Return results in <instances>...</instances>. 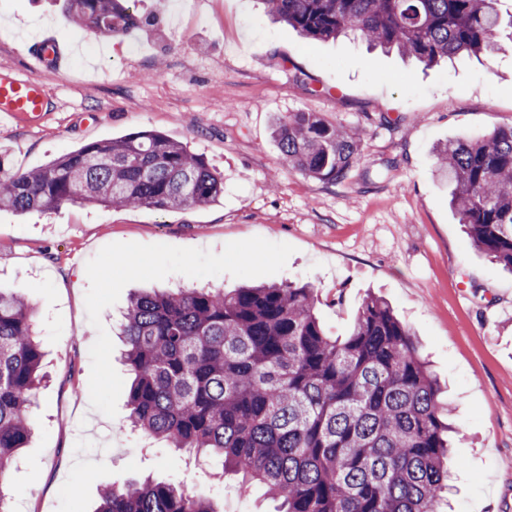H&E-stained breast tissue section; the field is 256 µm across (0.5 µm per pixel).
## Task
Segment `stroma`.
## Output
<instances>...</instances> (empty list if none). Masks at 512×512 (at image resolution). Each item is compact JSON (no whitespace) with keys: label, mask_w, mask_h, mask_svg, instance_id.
Here are the masks:
<instances>
[{"label":"stroma","mask_w":512,"mask_h":512,"mask_svg":"<svg viewBox=\"0 0 512 512\" xmlns=\"http://www.w3.org/2000/svg\"><path fill=\"white\" fill-rule=\"evenodd\" d=\"M121 2L140 22L106 38L60 0H0V74L42 78L53 98L39 120L0 127L5 170L157 130L223 173L224 195L165 212L0 211V288L34 308L50 373L5 476L11 512H95L102 488L147 476L217 512H274L260 485L238 495L219 458L129 434L115 322L138 288L286 281L314 285L333 336L367 294L392 307L454 407L450 512H512V273L474 249L433 173L449 139L512 127V50L427 67L363 39L303 38L260 0ZM53 34L77 49L44 76L28 47ZM292 112L363 128L343 182L283 163L273 120Z\"/></svg>","instance_id":"stroma-1"}]
</instances>
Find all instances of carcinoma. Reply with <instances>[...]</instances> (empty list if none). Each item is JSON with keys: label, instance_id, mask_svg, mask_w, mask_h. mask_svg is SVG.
<instances>
[{"label": "carcinoma", "instance_id": "cac0c4a2", "mask_svg": "<svg viewBox=\"0 0 512 512\" xmlns=\"http://www.w3.org/2000/svg\"><path fill=\"white\" fill-rule=\"evenodd\" d=\"M310 40L365 37L433 65L501 49V0H263ZM75 25L110 35L139 18L119 0H67ZM284 163L325 183L358 163L362 136L314 112L274 121ZM0 210L61 203L159 211L217 202L224 178L153 130L92 142L25 172H2ZM437 175L473 247L512 271V127L448 141ZM309 283L143 291L122 315L134 375L129 428L210 451L257 480L281 512H440L453 426L411 330L368 295L343 339L326 334ZM34 309L0 291V479L32 436L45 378ZM96 512H217L211 500L146 479L101 489Z\"/></svg>", "mask_w": 512, "mask_h": 512}]
</instances>
